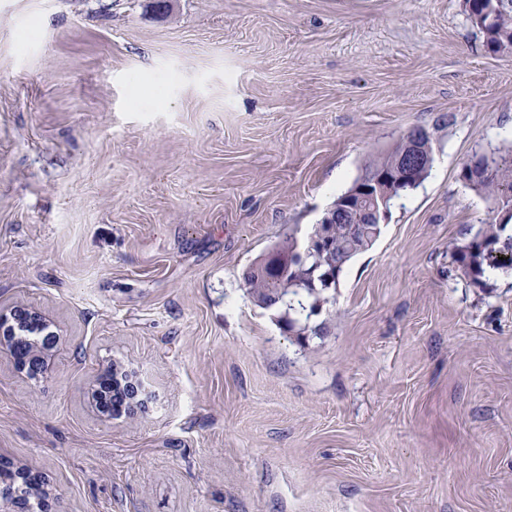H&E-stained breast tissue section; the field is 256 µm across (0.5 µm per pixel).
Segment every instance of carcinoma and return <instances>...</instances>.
I'll use <instances>...</instances> for the list:
<instances>
[{
  "mask_svg": "<svg viewBox=\"0 0 512 512\" xmlns=\"http://www.w3.org/2000/svg\"><path fill=\"white\" fill-rule=\"evenodd\" d=\"M484 42L494 55H512V0H500L494 23L484 32ZM405 155L406 141L402 138L390 151L369 159L359 178L392 177ZM460 177L466 185L491 197L497 205L498 214L512 211V152L497 159L477 156L463 165ZM345 198L344 193L337 196L328 211L336 217V224L329 225L324 219L311 234L316 238L329 228L335 229L332 245L311 252L290 235L276 245V249L290 259L285 270L269 276L260 261L243 272L244 283L255 303L264 309L278 306L280 296L289 294L299 284L305 285V300L298 301L296 307L288 306L293 315L280 317L290 331L295 330L301 318H310L329 303V289L325 287L323 277H331L332 288H338L347 264L368 250L381 232V224L367 213L366 206H357V199L346 204ZM511 224V215L503 221L484 224L465 243L453 246L454 262L474 284H482L488 268L512 270V236L505 234ZM4 333L18 367L31 376L39 374L42 352L50 341L41 319L31 317L14 323L5 327ZM1 487L7 491L8 498L20 504L39 500L43 494L39 482L20 480L19 471L13 469L9 462L0 463Z\"/></svg>",
  "mask_w": 512,
  "mask_h": 512,
  "instance_id": "carcinoma-1",
  "label": "carcinoma"
}]
</instances>
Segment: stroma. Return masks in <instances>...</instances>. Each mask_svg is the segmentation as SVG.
Here are the masks:
<instances>
[{
    "label": "stroma",
    "instance_id": "stroma-1",
    "mask_svg": "<svg viewBox=\"0 0 512 512\" xmlns=\"http://www.w3.org/2000/svg\"><path fill=\"white\" fill-rule=\"evenodd\" d=\"M426 129L297 337L242 273L306 242L365 162ZM512 148V57L463 0H0V460L43 512H512V277L454 263ZM146 412H99L111 365ZM460 177L466 185L491 197L499 216L512 211V151L498 159L473 157L463 165ZM45 331L41 319L35 317L13 323L5 327L4 332L0 328V335L7 341L16 364L31 376H36L42 369V352L50 341Z\"/></svg>",
    "mask_w": 512,
    "mask_h": 512
}]
</instances>
